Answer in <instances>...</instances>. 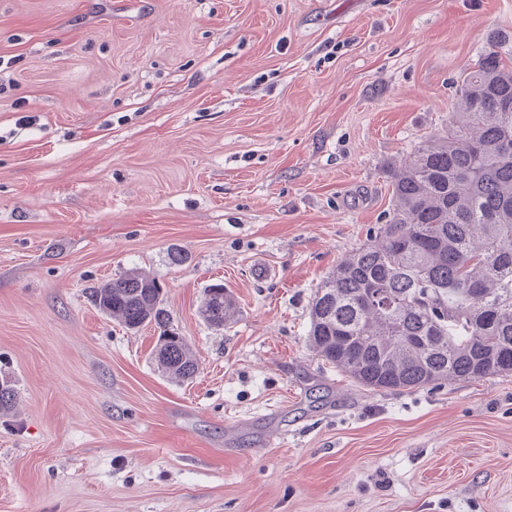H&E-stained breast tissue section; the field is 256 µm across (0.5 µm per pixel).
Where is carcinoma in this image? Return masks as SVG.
<instances>
[{"label": "carcinoma", "mask_w": 512, "mask_h": 512, "mask_svg": "<svg viewBox=\"0 0 512 512\" xmlns=\"http://www.w3.org/2000/svg\"><path fill=\"white\" fill-rule=\"evenodd\" d=\"M456 95L448 134L390 170L387 222L311 302L310 345L370 392L512 373V37L487 39ZM367 288L377 300L364 308ZM90 296L128 330L153 325L158 367L179 382L194 378L198 363L155 278L131 270ZM236 312L228 288L205 290L198 309L216 330ZM16 400L14 380L0 375V412Z\"/></svg>", "instance_id": "obj_1"}]
</instances>
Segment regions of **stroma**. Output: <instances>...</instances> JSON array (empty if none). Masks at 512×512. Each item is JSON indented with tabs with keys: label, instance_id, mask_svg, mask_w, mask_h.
Masks as SVG:
<instances>
[{
	"label": "stroma",
	"instance_id": "1",
	"mask_svg": "<svg viewBox=\"0 0 512 512\" xmlns=\"http://www.w3.org/2000/svg\"><path fill=\"white\" fill-rule=\"evenodd\" d=\"M496 31L512 0H0V512H512V374L369 392L307 338ZM133 268L192 381L91 302ZM214 285H220L223 288L220 295H211L210 290L214 288H210ZM209 288H206L204 292V297L200 303L198 313L202 320L211 328L216 330H223L225 327L230 325L233 322L235 314L237 312V304L234 298L233 293L230 289L224 288V284H214ZM220 297V302L217 304V311L219 312L217 315L212 316L214 314V306H216V299Z\"/></svg>",
	"mask_w": 512,
	"mask_h": 512
}]
</instances>
